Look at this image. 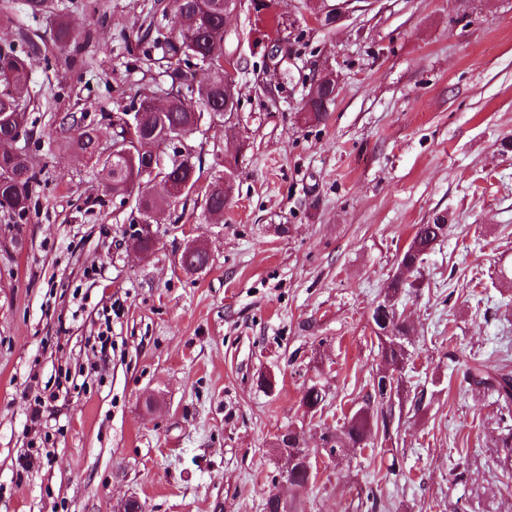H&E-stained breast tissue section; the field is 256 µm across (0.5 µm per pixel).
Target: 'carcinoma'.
Segmentation results:
<instances>
[{
	"instance_id": "1",
	"label": "carcinoma",
	"mask_w": 512,
	"mask_h": 512,
	"mask_svg": "<svg viewBox=\"0 0 512 512\" xmlns=\"http://www.w3.org/2000/svg\"><path fill=\"white\" fill-rule=\"evenodd\" d=\"M226 0H173V14L177 25L174 36L160 34L151 47L143 50L151 59L154 49L161 51L166 60V76L171 92L168 105L156 108L146 95L131 100L128 112L142 114V124L129 130L121 124L98 126L85 122V115L70 114L62 119L69 135L63 137L61 147L75 149L93 160L97 177L110 194L135 195L137 217L146 218L153 213L151 222L167 207L175 203L150 177L148 169H158L157 175L172 178L187 185L184 197H202L205 210L222 209L228 201L225 179H234L235 172L225 170L222 176L214 175L203 180L201 165L192 161L163 159L165 136H187L202 119L223 122L211 116L224 111V83L231 77L224 73V4ZM56 47L62 53L75 51V39L69 23L61 16L55 24ZM28 53L13 47L0 46V209L18 218L27 214L38 179L29 163L27 154L13 146L18 131H28L27 96L31 71ZM214 66L208 80V89L193 85L189 80L192 67ZM135 217V218H137ZM130 218L129 223H134ZM447 235L444 228L434 222L419 224L407 249L399 256L397 266L407 267V275L392 276L385 297L391 300L390 308L376 305L372 308L371 322L378 339L382 359L397 364L410 361L407 340L412 329L400 321L396 304L406 286L408 276L417 272L423 256ZM181 267L188 273H198L209 267L210 256L202 247H185L180 254ZM464 380L470 386L481 387L494 395L497 401L512 406V374L490 372L478 363L466 365ZM373 405L361 407L344 422L340 433L323 432L328 454L341 453L348 448H366L374 443L377 435L383 442L392 441L398 433L403 404L392 401V389L375 380ZM325 391L318 384H311L302 396L306 409L314 414L323 409ZM312 477L303 468H293L288 474V487L298 492L308 486Z\"/></svg>"
}]
</instances>
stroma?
Wrapping results in <instances>:
<instances>
[{
  "instance_id": "obj_1",
  "label": "stroma",
  "mask_w": 512,
  "mask_h": 512,
  "mask_svg": "<svg viewBox=\"0 0 512 512\" xmlns=\"http://www.w3.org/2000/svg\"><path fill=\"white\" fill-rule=\"evenodd\" d=\"M83 67L53 42V16L0 0V44L35 43L31 139L38 173L21 222L0 210V512H264L282 489L275 447L288 427L307 448L361 407L382 360L371 323L414 227L448 216L399 310L413 326L393 452L320 455L296 512H512L498 439L512 416L450 369L449 347L512 374V0H362L336 28L308 0H276L296 25L273 68L243 5L227 21L240 123L202 125L185 144L206 175L239 159L224 217L175 205L153 252L130 251L118 209L80 153H56L67 114L92 122L137 90L163 97L166 64L125 43L157 0H53ZM339 76L326 123L302 118L324 67ZM204 240L210 268L178 264ZM109 332L112 345L98 338ZM271 377L274 386L262 385ZM319 383L323 412L300 403ZM43 401V415L31 410Z\"/></svg>"
}]
</instances>
